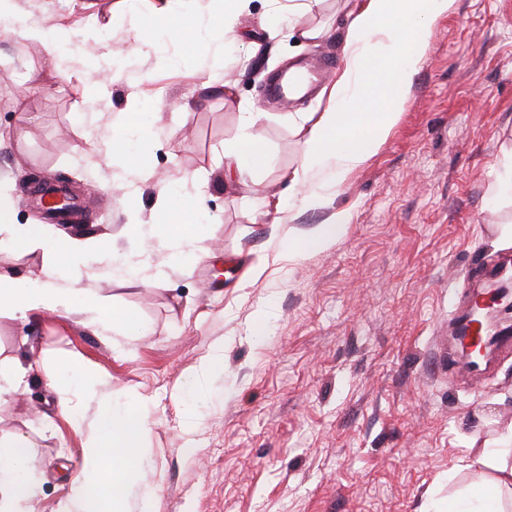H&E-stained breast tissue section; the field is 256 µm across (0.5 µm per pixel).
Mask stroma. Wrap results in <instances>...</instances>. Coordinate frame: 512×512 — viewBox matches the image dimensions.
I'll list each match as a JSON object with an SVG mask.
<instances>
[{
    "label": "stroma",
    "mask_w": 512,
    "mask_h": 512,
    "mask_svg": "<svg viewBox=\"0 0 512 512\" xmlns=\"http://www.w3.org/2000/svg\"><path fill=\"white\" fill-rule=\"evenodd\" d=\"M83 2L14 0L81 52L57 69L40 44L0 36V180L15 223L44 224L22 187L69 179L99 241L79 267L92 294L133 312L140 329L104 331L87 313L50 309L0 318V369L30 367L28 386L0 397V439L29 441L35 512H57L81 476L80 450L97 430V405L80 391L87 369L146 416L127 512H445L449 497L481 491L488 471L465 461L512 432V353L476 379L447 334L484 269L512 255L500 241L512 198L494 194L512 157V0H454L397 123L340 185L324 186L316 208L288 205L299 126L344 75L350 13L363 0H320L295 21L271 0H248L240 40L191 54L150 38L161 0ZM294 23L320 38L293 35ZM105 53L121 77L89 92ZM319 53L337 66L312 93L285 106L266 98L287 65ZM244 103L266 115L253 129L266 160L228 191L224 148ZM133 113L155 135L147 176L127 181L108 149ZM185 177L198 180L199 210L162 196ZM340 213L343 236L293 256ZM167 218L192 225L201 258L145 247L149 224ZM57 263L0 232V269L37 278ZM129 268L142 285L120 286ZM261 307L270 315L256 336ZM218 343L222 372L195 377Z\"/></svg>",
    "instance_id": "stroma-1"
}]
</instances>
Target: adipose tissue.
I'll list each match as a JSON object with an SVG mask.
<instances>
[{
  "instance_id": "ef3b65f1",
  "label": "adipose tissue",
  "mask_w": 512,
  "mask_h": 512,
  "mask_svg": "<svg viewBox=\"0 0 512 512\" xmlns=\"http://www.w3.org/2000/svg\"><path fill=\"white\" fill-rule=\"evenodd\" d=\"M451 0H367L349 24L345 49L348 68L337 83L335 101L307 128L299 165L291 183L293 200L315 206L320 196L310 189L312 175L330 170L337 179L361 166L384 142L402 111L398 89L408 84L425 57L427 43L421 29L431 27L447 12ZM12 0H0V29L18 31L20 37L41 43L55 64L65 60V34L51 35L37 26L18 25ZM263 118L244 112V128L224 151V183L243 182L265 156L264 145L250 132ZM9 188L0 183V227H7L14 247L48 254L59 252L78 260L95 247L92 237L78 232L59 236L51 227L38 229L15 224L8 204ZM83 275L73 268H54L36 280L19 281L0 275V317H23L39 309L72 312L83 294ZM100 380L86 377L83 392L97 400L99 430L82 450V480L58 512H124L131 476L142 461L145 432L141 412L117 397L100 395ZM29 443L16 435L0 445V512H34L36 476L28 467ZM476 464L492 469V490L462 493L448 503V512H503L495 489L512 487V464L498 447L482 449Z\"/></svg>"
}]
</instances>
